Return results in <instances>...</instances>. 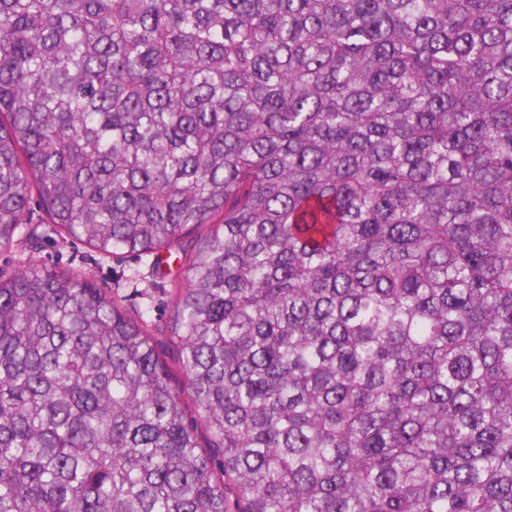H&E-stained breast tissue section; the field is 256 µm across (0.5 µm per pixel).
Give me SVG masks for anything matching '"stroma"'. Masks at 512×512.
Returning <instances> with one entry per match:
<instances>
[{
  "label": "stroma",
  "mask_w": 512,
  "mask_h": 512,
  "mask_svg": "<svg viewBox=\"0 0 512 512\" xmlns=\"http://www.w3.org/2000/svg\"><path fill=\"white\" fill-rule=\"evenodd\" d=\"M33 265L74 272L122 300L128 310L148 312L153 336L159 344H166L170 293L176 283L186 278L179 250H171L169 256L158 259L104 257L87 243L61 233L36 209L28 223L19 226L13 245L0 247V273L9 275Z\"/></svg>",
  "instance_id": "35a3bbf8"
}]
</instances>
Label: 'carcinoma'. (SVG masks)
<instances>
[{
    "label": "carcinoma",
    "mask_w": 512,
    "mask_h": 512,
    "mask_svg": "<svg viewBox=\"0 0 512 512\" xmlns=\"http://www.w3.org/2000/svg\"><path fill=\"white\" fill-rule=\"evenodd\" d=\"M194 238L145 314L0 276V512H512V0H0V247Z\"/></svg>",
    "instance_id": "carcinoma-1"
}]
</instances>
